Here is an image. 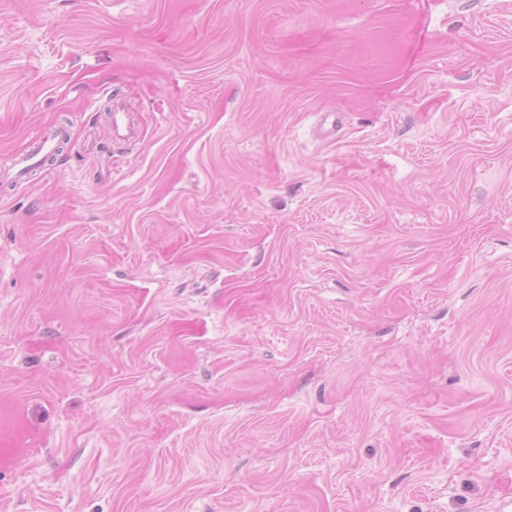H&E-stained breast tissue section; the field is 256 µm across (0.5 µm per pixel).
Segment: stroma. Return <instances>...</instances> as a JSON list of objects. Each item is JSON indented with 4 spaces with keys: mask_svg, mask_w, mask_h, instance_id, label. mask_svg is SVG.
I'll use <instances>...</instances> for the list:
<instances>
[{
    "mask_svg": "<svg viewBox=\"0 0 512 512\" xmlns=\"http://www.w3.org/2000/svg\"><path fill=\"white\" fill-rule=\"evenodd\" d=\"M58 124L0 512H504L512 0H0V170Z\"/></svg>",
    "mask_w": 512,
    "mask_h": 512,
    "instance_id": "stroma-1",
    "label": "stroma"
}]
</instances>
